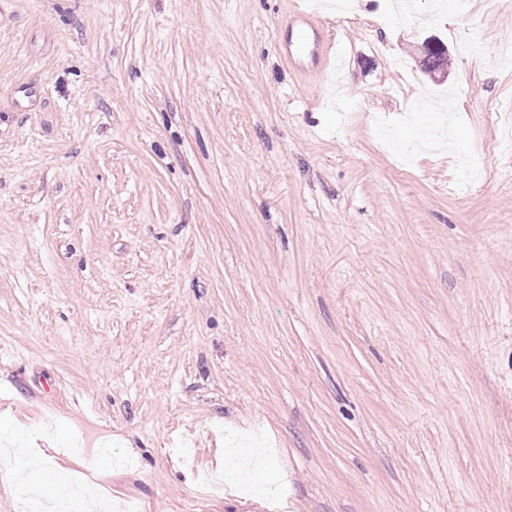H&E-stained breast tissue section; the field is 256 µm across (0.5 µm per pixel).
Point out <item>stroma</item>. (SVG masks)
Wrapping results in <instances>:
<instances>
[{
  "instance_id": "1",
  "label": "stroma",
  "mask_w": 512,
  "mask_h": 512,
  "mask_svg": "<svg viewBox=\"0 0 512 512\" xmlns=\"http://www.w3.org/2000/svg\"><path fill=\"white\" fill-rule=\"evenodd\" d=\"M371 10L0 0V512H512V0ZM311 45L313 47L311 48ZM320 40L315 21L312 16L305 12H298L294 16L290 36L288 35V26L286 37L283 43V53L287 61L304 69L303 62L309 54H318L322 66L327 68L329 57L320 51Z\"/></svg>"
}]
</instances>
